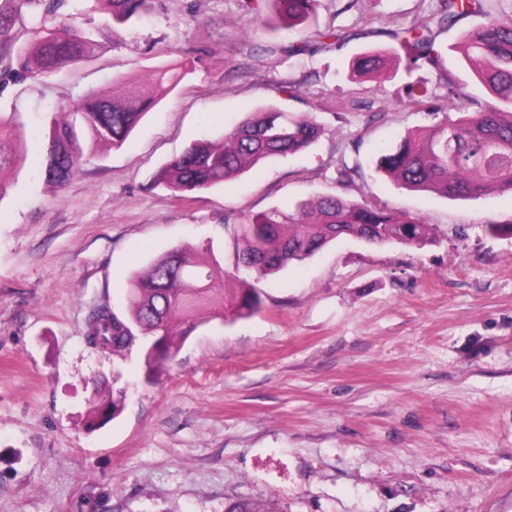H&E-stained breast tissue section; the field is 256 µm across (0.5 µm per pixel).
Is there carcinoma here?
Wrapping results in <instances>:
<instances>
[{"instance_id":"cac0c4a2","label":"carcinoma","mask_w":512,"mask_h":512,"mask_svg":"<svg viewBox=\"0 0 512 512\" xmlns=\"http://www.w3.org/2000/svg\"><path fill=\"white\" fill-rule=\"evenodd\" d=\"M112 29L142 21L158 0H93ZM67 0H0V89L27 77L61 70L85 61L95 41L74 28L56 23ZM316 0H250L255 15H274L293 28L306 22ZM477 15L482 21L454 46L471 65L491 100L479 101L467 86L448 82V100L410 86L414 106L443 118L409 132L377 160V171L401 187L430 191L447 198H479L495 188L512 190V12L484 9L483 0H438V7L423 22L392 33L409 50L408 70L437 66L442 55L437 29ZM359 74L382 77L384 61L365 53L353 63ZM183 75L168 67L153 74L155 93L146 96L127 84L121 93L115 83L92 89L81 101L63 109L67 119L52 117L45 134L43 175L59 187L76 174L85 150L100 145L120 149L128 144L146 113L172 91ZM453 102L455 115L448 113ZM15 114L0 112V171L10 166L23 143L16 140ZM321 127L309 115L268 106L251 113L224 131L220 142L197 141L165 165L159 179L183 194L220 185L273 156H287L310 147ZM235 243L232 265L200 260L195 253L175 249L157 257L143 273L129 280L127 311L108 308L90 316L89 344L112 348L123 357L140 344L146 375L174 357L186 336L201 325L196 313L213 309L212 318L250 317L261 311L262 294L249 286L275 274L292 262L312 257L325 245L352 238L372 246H425L435 241L431 225L420 218L388 209L372 208L340 197L325 196L301 203L294 211L278 209L258 214L246 223L224 225ZM119 413L116 402L93 394L88 427Z\"/></svg>"}]
</instances>
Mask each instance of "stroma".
Instances as JSON below:
<instances>
[{"label":"stroma","instance_id":"1","mask_svg":"<svg viewBox=\"0 0 512 512\" xmlns=\"http://www.w3.org/2000/svg\"><path fill=\"white\" fill-rule=\"evenodd\" d=\"M436 0H318L295 33L246 0H159L144 22L108 29L69 0L89 60L0 91L22 137L91 87L187 74L128 146L85 153L63 187L41 154L0 171V512H225L249 499L269 512H512V191L454 200L377 175L383 147L430 123L409 85L487 90L454 46L479 19L442 32L437 67L406 72L393 31ZM333 27L343 39L288 56L293 39ZM384 54L387 78L352 74ZM296 86L299 97L286 89ZM276 104L322 127L308 149L266 160L176 199L161 168L193 142ZM356 165L339 180L341 162ZM337 195L419 215L423 247L353 239L263 279V309L200 325L146 375L92 347L94 307L126 311L128 278L175 248L230 264L225 221ZM117 401L88 428L94 388Z\"/></svg>","mask_w":512,"mask_h":512}]
</instances>
